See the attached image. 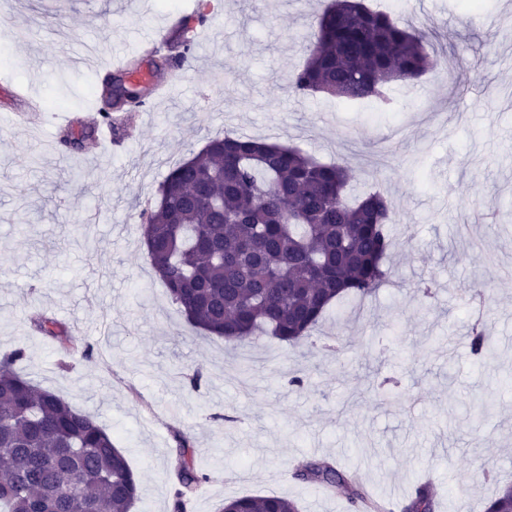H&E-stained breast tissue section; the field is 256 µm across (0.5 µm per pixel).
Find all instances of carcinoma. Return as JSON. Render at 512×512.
Wrapping results in <instances>:
<instances>
[{
	"mask_svg": "<svg viewBox=\"0 0 512 512\" xmlns=\"http://www.w3.org/2000/svg\"><path fill=\"white\" fill-rule=\"evenodd\" d=\"M202 11L183 18L181 64L194 49ZM439 65L425 36L371 9L364 0H331L310 34L304 65L288 77L302 97L327 93L352 106L388 105L395 82H411ZM85 129L71 128L62 144L79 150ZM350 171L297 147L226 134L174 166L157 189V204L142 214L144 239L157 278L195 329L224 339L233 351L260 335L289 347L311 343L333 304L363 299L388 281L392 209L379 189L350 195ZM37 330L61 345L68 331L49 318ZM472 350L493 357L483 330ZM21 347L0 356V512H131L138 480L125 455L96 418L57 394L37 388L18 369ZM178 487L172 512H188L209 480L196 464L188 437L178 433ZM71 475L75 495L63 490ZM294 477L325 492L344 489L349 508L390 512L355 471L302 459ZM436 487L417 485L402 512H435ZM228 512H300L282 496H241ZM484 512H512V484L490 498Z\"/></svg>",
	"mask_w": 512,
	"mask_h": 512,
	"instance_id": "obj_1",
	"label": "carcinoma"
}]
</instances>
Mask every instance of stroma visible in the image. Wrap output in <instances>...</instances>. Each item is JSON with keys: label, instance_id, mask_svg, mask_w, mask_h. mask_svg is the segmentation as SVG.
I'll list each match as a JSON object with an SVG mask.
<instances>
[{"label": "stroma", "instance_id": "obj_1", "mask_svg": "<svg viewBox=\"0 0 512 512\" xmlns=\"http://www.w3.org/2000/svg\"><path fill=\"white\" fill-rule=\"evenodd\" d=\"M201 1L214 24L171 93L121 111L111 141L60 146L64 125L101 107L110 64L144 57L154 32L171 40ZM328 2L0 0V73L44 104L38 125L0 136V354L24 348L23 374L111 433L140 481L133 512H171L178 431L210 476L189 512L272 494L350 512L343 491L293 478L305 457L359 471L396 503L434 475L436 512H482L512 480V0H401L395 17L436 33L452 67L394 83L387 110L289 89ZM89 45L94 61L72 64ZM224 133L342 162L356 189L391 202L390 282L332 307L321 347L263 336L225 352L152 271L142 209ZM37 313L73 350L34 330ZM478 319L489 360L471 350Z\"/></svg>", "mask_w": 512, "mask_h": 512}]
</instances>
